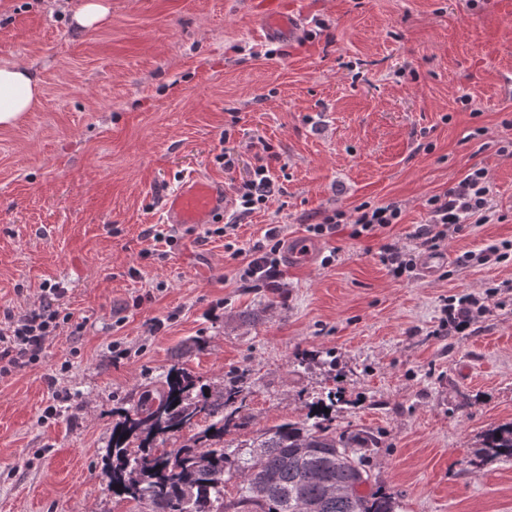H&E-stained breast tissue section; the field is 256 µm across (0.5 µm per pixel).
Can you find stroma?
<instances>
[{
    "instance_id": "obj_1",
    "label": "stroma",
    "mask_w": 512,
    "mask_h": 512,
    "mask_svg": "<svg viewBox=\"0 0 512 512\" xmlns=\"http://www.w3.org/2000/svg\"><path fill=\"white\" fill-rule=\"evenodd\" d=\"M16 2L0 0V64H29L42 97L0 127V316L57 282L83 328L0 378V512H151L113 495L102 458L116 410L177 363L214 387L243 375L250 419L227 441L332 391L337 430L376 435L372 474L397 512H512V457L483 447L512 423V252L460 261L512 242V0H282L302 21L290 46L264 36L256 0H109L91 31L60 0ZM269 148L278 194L237 246L365 201L398 202L399 223L313 239L282 293L243 284L202 226L172 228L156 254L144 231L170 192L204 174L233 193ZM475 164L487 222L454 234L432 277H393L381 245L415 247L427 199ZM464 295L484 307L476 323L438 335Z\"/></svg>"
}]
</instances>
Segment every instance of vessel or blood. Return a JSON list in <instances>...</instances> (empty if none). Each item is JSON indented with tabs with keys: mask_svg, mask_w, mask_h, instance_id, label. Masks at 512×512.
<instances>
[{
	"mask_svg": "<svg viewBox=\"0 0 512 512\" xmlns=\"http://www.w3.org/2000/svg\"><path fill=\"white\" fill-rule=\"evenodd\" d=\"M259 15L267 34L284 35L294 40L300 32L297 17L282 8L280 0H260ZM231 202L222 184L206 177H196L183 183L165 201V223L179 227L212 223L216 214L229 210Z\"/></svg>",
	"mask_w": 512,
	"mask_h": 512,
	"instance_id": "b4317fda",
	"label": "vessel or blood"
}]
</instances>
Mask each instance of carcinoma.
<instances>
[{"label":"carcinoma","instance_id":"1","mask_svg":"<svg viewBox=\"0 0 512 512\" xmlns=\"http://www.w3.org/2000/svg\"><path fill=\"white\" fill-rule=\"evenodd\" d=\"M334 407L329 392L304 418L234 445L224 436L247 424L243 382L213 390L174 366L157 396L113 425L103 474L114 495L147 503L152 512H300L301 500L316 503L317 512H396L394 494L371 488L368 452L376 439L361 429L336 432L325 413ZM203 419L209 424L201 429ZM196 427L190 444L157 446ZM483 446L512 457V425L488 430ZM234 479L240 494L226 503L224 488Z\"/></svg>","mask_w":512,"mask_h":512}]
</instances>
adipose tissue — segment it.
<instances>
[{"label": "adipose tissue", "mask_w": 512, "mask_h": 512, "mask_svg": "<svg viewBox=\"0 0 512 512\" xmlns=\"http://www.w3.org/2000/svg\"><path fill=\"white\" fill-rule=\"evenodd\" d=\"M40 96L39 80L27 64L0 65V127L19 123L25 113L34 110Z\"/></svg>", "instance_id": "obj_1"}]
</instances>
